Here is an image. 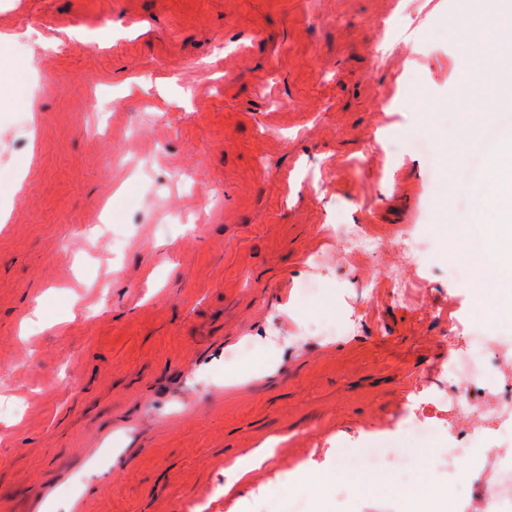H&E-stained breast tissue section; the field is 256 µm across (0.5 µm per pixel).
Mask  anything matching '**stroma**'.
Masks as SVG:
<instances>
[{
    "instance_id": "1",
    "label": "stroma",
    "mask_w": 512,
    "mask_h": 512,
    "mask_svg": "<svg viewBox=\"0 0 512 512\" xmlns=\"http://www.w3.org/2000/svg\"><path fill=\"white\" fill-rule=\"evenodd\" d=\"M458 0H0V512H297L367 439L435 474L401 422L444 385L441 312L512 340L446 235L488 168ZM112 33L104 42L94 35ZM142 132L149 174L109 165ZM455 191H448V182ZM329 224L424 245L338 266ZM97 235H90V228ZM325 256L322 265L313 255ZM69 314L27 325L36 300ZM246 371L237 386L227 370ZM282 442L239 495L224 469ZM348 473L344 467L336 469L334 472L328 474L322 480H318L308 475H298L297 479L300 481L303 488H305L315 499L322 503L324 502V489L327 484L336 482L338 480L348 477Z\"/></svg>"
}]
</instances>
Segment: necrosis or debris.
<instances>
[{
	"instance_id": "necrosis-or-debris-1",
	"label": "necrosis or debris",
	"mask_w": 512,
	"mask_h": 512,
	"mask_svg": "<svg viewBox=\"0 0 512 512\" xmlns=\"http://www.w3.org/2000/svg\"><path fill=\"white\" fill-rule=\"evenodd\" d=\"M332 233L336 261L343 266L374 259L385 246L384 238L368 224H339ZM449 323L455 334L466 337L467 345L463 355L449 357L448 377L464 378L465 384L432 395L448 412V436L431 451L439 479L430 490L453 505L470 494L480 512H512V448L486 446L494 424L512 417V387L504 386L491 404L480 382L482 376L501 371L503 354L471 335L469 319L453 317Z\"/></svg>"
}]
</instances>
